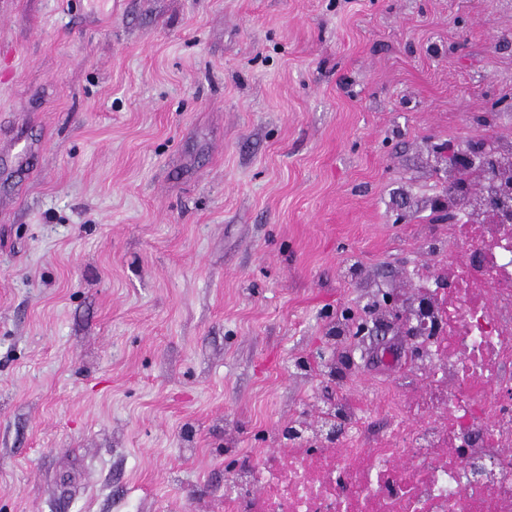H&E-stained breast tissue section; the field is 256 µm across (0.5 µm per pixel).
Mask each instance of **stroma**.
I'll use <instances>...</instances> for the list:
<instances>
[{"mask_svg":"<svg viewBox=\"0 0 512 512\" xmlns=\"http://www.w3.org/2000/svg\"><path fill=\"white\" fill-rule=\"evenodd\" d=\"M512 137V0H0V512H224L332 327L427 276L438 152Z\"/></svg>","mask_w":512,"mask_h":512,"instance_id":"obj_1","label":"stroma"}]
</instances>
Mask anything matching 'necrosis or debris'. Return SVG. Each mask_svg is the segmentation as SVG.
Returning a JSON list of instances; mask_svg holds the SVG:
<instances>
[{
  "label": "necrosis or debris",
  "instance_id": "necrosis-or-debris-1",
  "mask_svg": "<svg viewBox=\"0 0 512 512\" xmlns=\"http://www.w3.org/2000/svg\"><path fill=\"white\" fill-rule=\"evenodd\" d=\"M498 177L474 168L475 194L448 197L457 221L437 241L436 281L418 287L433 328L417 394L385 400L383 438L353 434L317 454L289 449L275 474L252 468L224 512H512V221L483 201L512 185V141Z\"/></svg>",
  "mask_w": 512,
  "mask_h": 512
}]
</instances>
